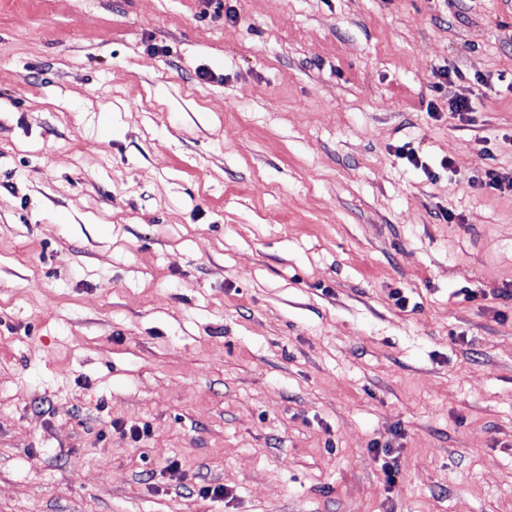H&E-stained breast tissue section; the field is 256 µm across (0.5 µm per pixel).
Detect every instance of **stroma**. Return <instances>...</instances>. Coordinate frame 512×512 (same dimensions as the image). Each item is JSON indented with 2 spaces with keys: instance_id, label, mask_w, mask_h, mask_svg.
I'll list each match as a JSON object with an SVG mask.
<instances>
[{
  "instance_id": "obj_1",
  "label": "stroma",
  "mask_w": 512,
  "mask_h": 512,
  "mask_svg": "<svg viewBox=\"0 0 512 512\" xmlns=\"http://www.w3.org/2000/svg\"><path fill=\"white\" fill-rule=\"evenodd\" d=\"M489 168L512 0H0V512H512Z\"/></svg>"
}]
</instances>
